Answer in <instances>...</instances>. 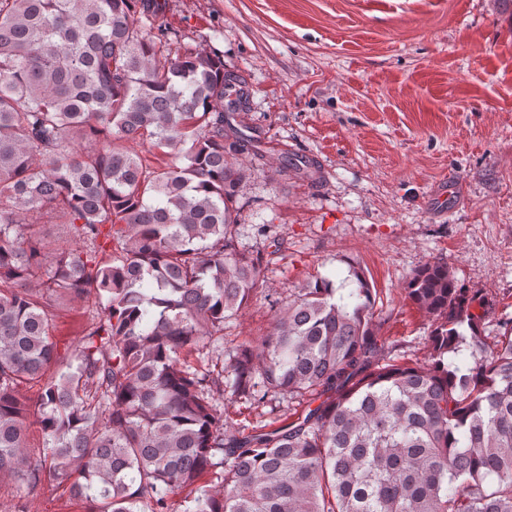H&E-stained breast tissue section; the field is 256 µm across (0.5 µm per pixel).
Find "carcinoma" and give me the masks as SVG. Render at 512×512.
<instances>
[{
  "label": "carcinoma",
  "mask_w": 512,
  "mask_h": 512,
  "mask_svg": "<svg viewBox=\"0 0 512 512\" xmlns=\"http://www.w3.org/2000/svg\"><path fill=\"white\" fill-rule=\"evenodd\" d=\"M167 44L145 0H0V475L93 512H512V320L487 335L441 260L407 282L432 322L423 364L384 354L350 263L290 294L225 370L236 396L306 407L228 426L219 378L184 354L259 289L262 257L236 245L237 156L256 140L231 123L246 96L224 60ZM146 142L181 163L147 167ZM30 215L83 247L46 255ZM91 294L100 314L62 356L52 311ZM217 469L221 489L198 486Z\"/></svg>",
  "instance_id": "carcinoma-1"
}]
</instances>
